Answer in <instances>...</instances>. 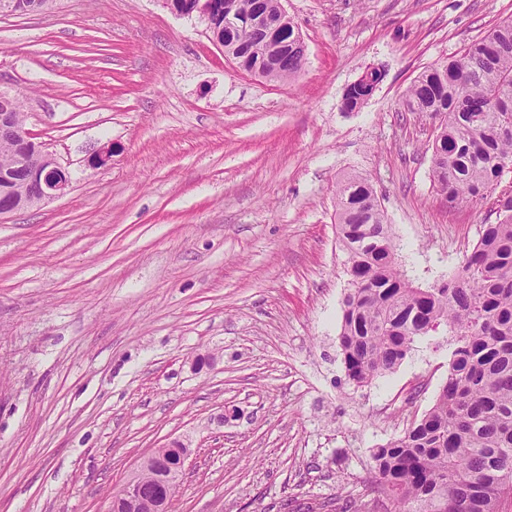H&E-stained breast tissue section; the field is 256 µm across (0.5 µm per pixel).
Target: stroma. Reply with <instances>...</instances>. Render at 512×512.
<instances>
[{
    "instance_id": "1",
    "label": "stroma",
    "mask_w": 512,
    "mask_h": 512,
    "mask_svg": "<svg viewBox=\"0 0 512 512\" xmlns=\"http://www.w3.org/2000/svg\"><path fill=\"white\" fill-rule=\"evenodd\" d=\"M283 6L305 61L282 81L164 0L0 15V94L72 181L0 219V512H107L182 435L170 512H384L370 451L432 405L454 345L418 337L393 372L349 383L336 189L369 179L414 286L458 268L496 206L436 191L438 121L404 96L512 0ZM371 67L381 83L345 110Z\"/></svg>"
}]
</instances>
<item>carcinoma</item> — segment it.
Segmentation results:
<instances>
[{"label":"carcinoma","mask_w":512,"mask_h":512,"mask_svg":"<svg viewBox=\"0 0 512 512\" xmlns=\"http://www.w3.org/2000/svg\"><path fill=\"white\" fill-rule=\"evenodd\" d=\"M53 0H0V13L28 15ZM279 0H213L209 32L226 45L252 51L249 64L269 80L294 78L305 49L294 39L270 65L253 36L225 21L255 11L276 14ZM372 85L344 96L345 109L361 107ZM408 112L439 118L432 181L455 206L492 195L503 163L512 162V21L472 42L442 68L423 71L404 100ZM15 140L0 138V160L12 161L0 181V208L27 207L38 194L30 169L33 152L15 158ZM499 218L481 236L455 276L416 288L394 259L391 225L370 181L350 174L336 190V218L346 250L349 285L343 299L339 345L346 376L370 385L408 356L416 337L446 329L454 338L448 379L433 405L403 435L370 450L375 492L394 512H498L512 494V194L497 199ZM176 487L155 474L143 478L135 512H149Z\"/></svg>","instance_id":"obj_1"}]
</instances>
